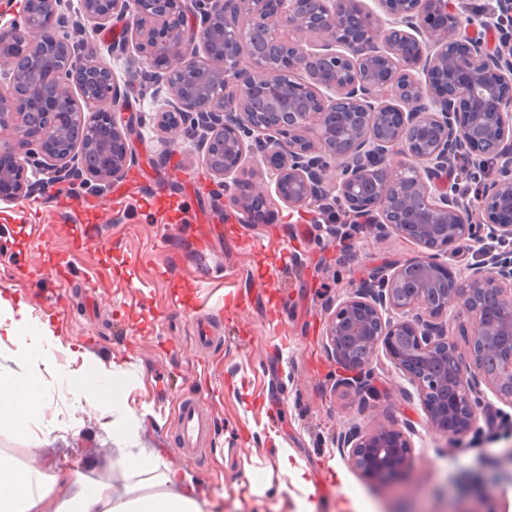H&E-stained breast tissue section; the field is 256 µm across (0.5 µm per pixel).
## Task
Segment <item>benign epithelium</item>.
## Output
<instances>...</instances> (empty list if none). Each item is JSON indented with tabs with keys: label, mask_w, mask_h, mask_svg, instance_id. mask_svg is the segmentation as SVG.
<instances>
[{
	"label": "benign epithelium",
	"mask_w": 512,
	"mask_h": 512,
	"mask_svg": "<svg viewBox=\"0 0 512 512\" xmlns=\"http://www.w3.org/2000/svg\"><path fill=\"white\" fill-rule=\"evenodd\" d=\"M82 0L92 23L121 24L110 52L164 65L153 93L170 95L165 131L194 137L235 217L253 222L255 195L240 178L250 158L277 160L276 193L330 215L336 202L369 215L378 232L417 243L336 303L327 354L357 371L347 385L375 394L370 366L385 357L415 389L426 425L460 448L489 390L512 407V251H488L450 274L456 244L512 239V0H497L498 51L464 27L452 0ZM63 0H27L0 28V200L47 183L100 190L122 176L136 141L126 90L107 61L71 39ZM313 31L302 46L291 37ZM249 59L252 69L240 68ZM499 163L477 201L442 173L455 157ZM480 212L473 222V210ZM466 311L465 357L439 319ZM413 427L354 429L336 440L350 466L389 481L411 468Z\"/></svg>",
	"instance_id": "obj_1"
}]
</instances>
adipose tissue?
<instances>
[{"mask_svg": "<svg viewBox=\"0 0 512 512\" xmlns=\"http://www.w3.org/2000/svg\"><path fill=\"white\" fill-rule=\"evenodd\" d=\"M53 346L47 325L32 320L24 305L0 297V351L13 349L20 363L51 366ZM116 370L97 364L67 374L66 384L86 402L112 415L118 439L132 437L134 424L118 391ZM46 385L38 372L0 371V428L28 431L42 423ZM27 461L0 466V512H219L217 502L200 500L182 488L183 478L160 458L123 449L102 480L68 472L47 473L28 449Z\"/></svg>", "mask_w": 512, "mask_h": 512, "instance_id": "1", "label": "adipose tissue"}]
</instances>
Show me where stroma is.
<instances>
[{
  "label": "stroma",
  "instance_id": "1",
  "mask_svg": "<svg viewBox=\"0 0 512 512\" xmlns=\"http://www.w3.org/2000/svg\"><path fill=\"white\" fill-rule=\"evenodd\" d=\"M67 31L100 54L130 88L140 145L128 175L150 179L115 200L116 181L100 194L84 193L99 208L60 211L57 194L0 201V296L25 305L47 324L54 369L44 428L0 430V449L25 458L38 449L47 472H108L117 457L112 418L77 401L64 376L82 363L123 370L122 399L138 447L162 455L161 435L172 433L169 410L156 393L211 396L217 401L211 439L183 466L194 497L223 496L224 512H512V437L500 423H479L469 447L449 448L427 427L418 399H405L404 376L386 359L371 369L376 397L364 400L339 385L344 370L322 337L336 302L372 269L416 256L419 247L395 233L363 225L351 237L328 235L310 207L291 208L275 193L276 171L249 161L244 178L266 198L265 221L223 220L212 198L214 178L194 140L157 126L163 99L143 87L136 53L109 56L112 27L94 30L81 0H67ZM211 320L219 342L195 347L185 315ZM411 424L415 460L409 476L368 480L352 470L336 446L353 427ZM289 452L305 488L280 472ZM326 479L331 494H316Z\"/></svg>",
  "mask_w": 512,
  "mask_h": 512
}]
</instances>
